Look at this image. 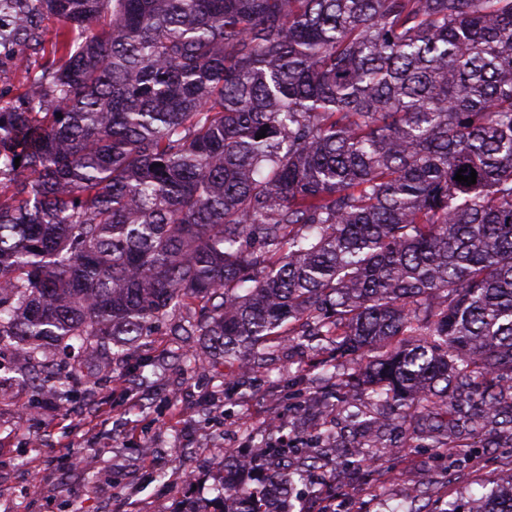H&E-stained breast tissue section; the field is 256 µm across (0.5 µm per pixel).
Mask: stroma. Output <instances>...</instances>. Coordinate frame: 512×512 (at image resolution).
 Segmentation results:
<instances>
[{
	"label": "stroma",
	"mask_w": 512,
	"mask_h": 512,
	"mask_svg": "<svg viewBox=\"0 0 512 512\" xmlns=\"http://www.w3.org/2000/svg\"><path fill=\"white\" fill-rule=\"evenodd\" d=\"M195 369L176 362L182 344L170 321L155 324L133 359L107 360L95 346L48 363L60 380L78 385L74 397L42 398L32 406L34 385L14 347L0 349V512H182L209 505L224 480V461L255 455L270 436L308 439L334 426L358 428L347 411L313 407L312 378L327 363L350 364L349 354L325 356L304 345H277L273 362L236 384L233 367L213 359L195 337ZM93 423L82 442L92 471L61 461L67 434L60 416ZM379 460L344 468L342 452L318 449L319 464L297 484L296 512H396L412 493L427 490L433 504L464 496L480 499L512 479V447L484 448L468 433L457 447H436L412 425L385 431Z\"/></svg>",
	"instance_id": "stroma-1"
}]
</instances>
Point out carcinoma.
Segmentation results:
<instances>
[{"label": "carcinoma", "instance_id": "obj_1", "mask_svg": "<svg viewBox=\"0 0 512 512\" xmlns=\"http://www.w3.org/2000/svg\"><path fill=\"white\" fill-rule=\"evenodd\" d=\"M6 65L0 347L35 391L46 348L176 317L231 364L359 351L320 380L392 411L317 445L375 460L411 420L453 448L463 402L512 444V0H0ZM315 463L269 442L220 512H293Z\"/></svg>", "mask_w": 512, "mask_h": 512}]
</instances>
